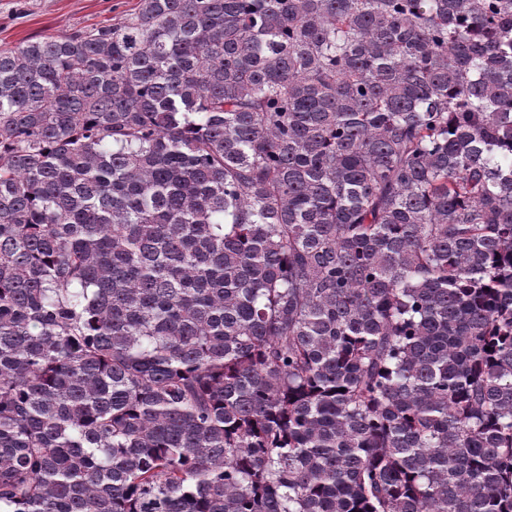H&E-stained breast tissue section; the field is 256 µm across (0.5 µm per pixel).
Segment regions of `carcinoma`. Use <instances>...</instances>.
I'll return each instance as SVG.
<instances>
[{
	"instance_id": "1",
	"label": "carcinoma",
	"mask_w": 512,
	"mask_h": 512,
	"mask_svg": "<svg viewBox=\"0 0 512 512\" xmlns=\"http://www.w3.org/2000/svg\"><path fill=\"white\" fill-rule=\"evenodd\" d=\"M0 512H512V0L0 48Z\"/></svg>"
}]
</instances>
